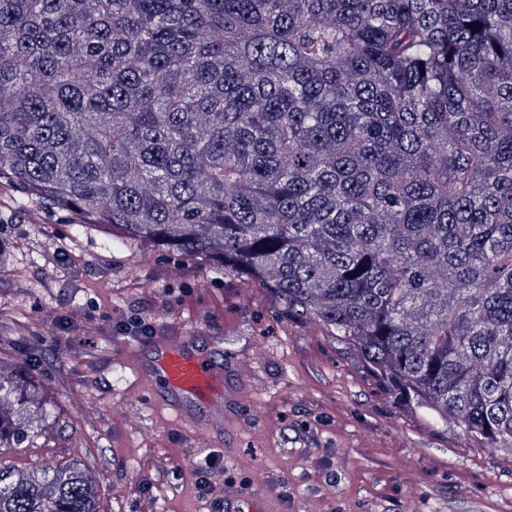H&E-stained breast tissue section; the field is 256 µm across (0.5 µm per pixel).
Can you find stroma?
I'll return each mask as SVG.
<instances>
[{
  "instance_id": "1",
  "label": "stroma",
  "mask_w": 512,
  "mask_h": 512,
  "mask_svg": "<svg viewBox=\"0 0 512 512\" xmlns=\"http://www.w3.org/2000/svg\"><path fill=\"white\" fill-rule=\"evenodd\" d=\"M75 221L0 186V369L39 350L35 394L54 406L1 465L32 473L79 460L101 512H216L228 489L282 512H512V453L405 410L356 350L288 321L268 289L148 242L110 247L111 226ZM134 318L153 336L199 332L230 384L250 346H264L237 407L254 433L189 447L137 381L153 336L125 333ZM205 457L203 489L194 461Z\"/></svg>"
}]
</instances>
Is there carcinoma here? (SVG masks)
<instances>
[{
    "instance_id": "1",
    "label": "carcinoma",
    "mask_w": 512,
    "mask_h": 512,
    "mask_svg": "<svg viewBox=\"0 0 512 512\" xmlns=\"http://www.w3.org/2000/svg\"><path fill=\"white\" fill-rule=\"evenodd\" d=\"M251 277L512 451V0H0V180ZM32 367L0 372V452ZM0 512H99L72 460Z\"/></svg>"
}]
</instances>
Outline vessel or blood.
Returning a JSON list of instances; mask_svg holds the SVG:
<instances>
[{
  "instance_id": "obj_1",
  "label": "vessel or blood",
  "mask_w": 512,
  "mask_h": 512,
  "mask_svg": "<svg viewBox=\"0 0 512 512\" xmlns=\"http://www.w3.org/2000/svg\"><path fill=\"white\" fill-rule=\"evenodd\" d=\"M196 340L192 332L158 337L150 359L136 365L139 380L155 393L158 407L170 412L193 440L223 430L231 419L224 406L240 396L225 385L224 373L211 356L190 351Z\"/></svg>"
}]
</instances>
